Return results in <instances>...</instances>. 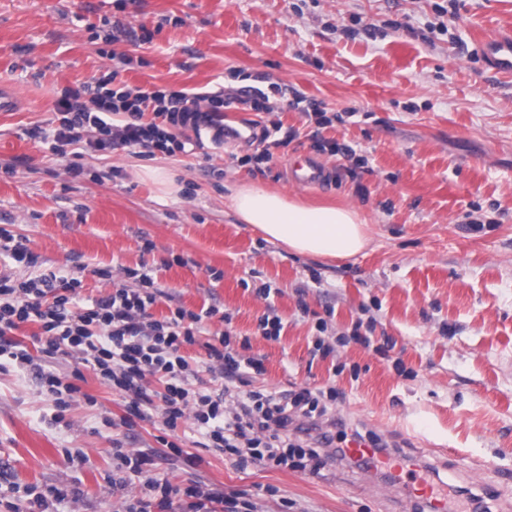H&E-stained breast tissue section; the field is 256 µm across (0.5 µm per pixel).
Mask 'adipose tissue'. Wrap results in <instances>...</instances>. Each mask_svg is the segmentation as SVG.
Instances as JSON below:
<instances>
[{
  "instance_id": "adipose-tissue-1",
  "label": "adipose tissue",
  "mask_w": 512,
  "mask_h": 512,
  "mask_svg": "<svg viewBox=\"0 0 512 512\" xmlns=\"http://www.w3.org/2000/svg\"><path fill=\"white\" fill-rule=\"evenodd\" d=\"M229 205L242 223L290 251L318 257H351L365 249V221L344 207H308L257 184L237 187Z\"/></svg>"
}]
</instances>
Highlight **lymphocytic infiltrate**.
<instances>
[{
	"instance_id": "obj_1",
	"label": "lymphocytic infiltrate",
	"mask_w": 512,
	"mask_h": 512,
	"mask_svg": "<svg viewBox=\"0 0 512 512\" xmlns=\"http://www.w3.org/2000/svg\"><path fill=\"white\" fill-rule=\"evenodd\" d=\"M94 81L88 101L79 93H64L56 103V126L28 129V137L51 141L53 153L66 157L75 152L108 154L118 147L141 149L147 154L189 152L193 141L184 128L223 132L224 108L250 104L266 109L268 95L260 90L213 94L205 99L183 92L129 87L119 81L128 57ZM0 357L14 368L34 372L54 408L55 421H63L76 402L96 406L95 396L78 384L84 371L120 396L121 425L161 416L170 432L193 421L202 446L236 459L239 469L263 468L316 470L329 456L345 457L342 444L360 439V432H347L342 419L329 418L336 401L334 391L302 388L296 391L260 392L250 389L253 375L262 373L260 358L246 355L249 341H237L225 331L204 338L205 323L213 317L229 321V314L209 306L191 311L178 306L169 315L155 318L152 307L163 297L154 269L122 268L112 274L95 269L99 279L111 282V292L82 298L81 282L75 278L42 272L19 279L13 269L33 267L35 256L10 231L0 228ZM39 324L35 337L38 354H31L14 334L22 324ZM202 345L203 360L194 362L185 347ZM64 355L73 359L71 378L61 377L50 361ZM224 382L222 393L192 389L190 382L201 372ZM189 499L193 512H253L243 493L203 489L197 483L176 489L160 480L145 481L128 512H151L152 507H171L174 497Z\"/></svg>"
}]
</instances>
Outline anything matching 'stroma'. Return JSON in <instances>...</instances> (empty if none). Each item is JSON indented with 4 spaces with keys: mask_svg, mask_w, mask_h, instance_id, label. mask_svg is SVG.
<instances>
[{
    "mask_svg": "<svg viewBox=\"0 0 512 512\" xmlns=\"http://www.w3.org/2000/svg\"><path fill=\"white\" fill-rule=\"evenodd\" d=\"M436 2L0 0V89L19 98L0 114V164L13 167L0 171V227L25 237L41 269L81 280L85 297L111 289L92 268L152 265L169 295L155 316L172 303L230 313L210 328L249 337L263 355L252 388H335V416L437 471L454 507L467 502L458 488L489 487L490 512H512V76L474 53L477 38L512 29V0H458L444 35L431 30ZM109 31L111 51L133 60L121 74L129 86L192 96L258 87L270 111L231 109L227 119L279 121L297 138L245 165L263 142L220 145L204 129L195 154L119 147L80 157L83 175L69 177L67 159L23 131L47 126L65 90L110 67L99 53ZM274 83L304 93L331 125L288 108ZM323 139L352 145L355 157L321 150ZM302 158L322 167L319 183H293ZM157 167L172 177L167 188L146 174ZM249 182L356 209L368 246L328 260L266 239L227 205ZM264 283L266 299L255 293ZM269 308L285 324L276 341L256 334ZM359 321L373 325L371 346L351 338ZM320 338L333 351L311 357ZM82 389L96 406L76 404L55 423L33 372L0 369V491L64 488L48 512H125L133 489L112 485L117 435L153 454L151 476L249 491L254 512H407L353 464L239 471L199 448L187 422L183 448L202 458L189 467L166 455L161 419L111 431L103 421L121 414L119 397L91 374Z\"/></svg>",
    "mask_w": 512,
    "mask_h": 512,
    "instance_id": "stroma-1",
    "label": "stroma"
}]
</instances>
